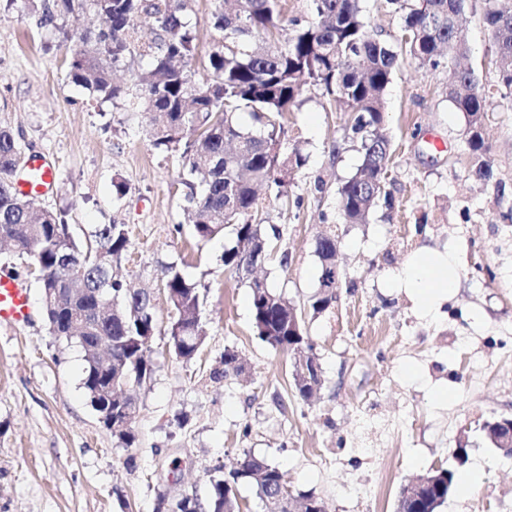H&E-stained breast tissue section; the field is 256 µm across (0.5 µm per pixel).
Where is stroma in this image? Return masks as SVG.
Masks as SVG:
<instances>
[{"mask_svg":"<svg viewBox=\"0 0 512 512\" xmlns=\"http://www.w3.org/2000/svg\"><path fill=\"white\" fill-rule=\"evenodd\" d=\"M484 0H471L464 35L486 95V156L474 174L465 119L446 98V73L401 57L387 90L391 205L346 224L337 189L362 162L346 113L321 89L288 113V143L305 166L288 185L295 206L262 191L272 258L268 286L303 305L318 286L317 235L335 233L344 273L335 302L307 315L324 385L310 401L291 387L288 358L252 331L250 289L224 269L232 231L192 235L177 188V157L154 150L145 117L72 82L67 40L102 24L93 4L56 24L28 0H0V125L24 156L47 159L54 185L38 206L64 214L75 235L125 225L122 274L154 296L161 328L153 373L136 395V441L113 437L81 386V347L53 336L27 258L0 249V277L30 290L32 316L0 325V512H154L157 497L207 500L209 475L248 452L281 469L294 493L328 512H394L402 484L435 468L486 477L469 498L451 493L439 512H512V457L486 424L512 417V96L497 83ZM126 186L116 196L114 182ZM453 256L459 288L424 313L387 280L419 249ZM177 263L202 298L208 335L191 361L176 358L165 329L170 308L161 267ZM246 365L211 380L225 349ZM466 445L468 457L457 449Z\"/></svg>","mask_w":512,"mask_h":512,"instance_id":"35a3bbf8","label":"stroma"}]
</instances>
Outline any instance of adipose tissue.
Wrapping results in <instances>:
<instances>
[{"label": "adipose tissue", "mask_w": 512, "mask_h": 512, "mask_svg": "<svg viewBox=\"0 0 512 512\" xmlns=\"http://www.w3.org/2000/svg\"><path fill=\"white\" fill-rule=\"evenodd\" d=\"M391 281L408 289L427 309L458 286V276L448 256L429 250L415 253L400 271L392 274Z\"/></svg>", "instance_id": "1"}]
</instances>
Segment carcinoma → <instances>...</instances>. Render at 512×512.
Listing matches in <instances>:
<instances>
[{
	"label": "carcinoma",
	"instance_id": "carcinoma-1",
	"mask_svg": "<svg viewBox=\"0 0 512 512\" xmlns=\"http://www.w3.org/2000/svg\"><path fill=\"white\" fill-rule=\"evenodd\" d=\"M86 0H56L55 11L43 10L51 24L55 14L73 13ZM193 0H93L105 26L88 29L71 46L70 75L127 112L150 117L149 140L159 151L179 154L186 173L180 174L186 210L193 212V235L209 241L233 228L232 245L224 249V269L250 278L254 336L288 356L300 341L291 324L305 333L304 310L253 276L271 255L264 220L257 212V191H276L283 206L290 203L288 177L306 162L299 149L284 144L285 116L303 104V93L323 89L336 107L350 114L348 130L358 144L362 163L338 188L337 208L346 224H364L380 204L391 205L386 190L390 140L380 133L385 123V94L398 63V50L423 67L447 73L448 102L463 113L465 140L477 172L490 168L484 133L485 98L474 72L458 65L469 54L459 22L468 0H387L403 15L397 42L382 38L364 21V0H308L303 17L288 18L287 0H235L231 11L219 5L209 24L218 40L204 65L205 76L193 68L196 29L188 20ZM485 20L496 47L498 83L512 94V0H485ZM155 20L154 37L146 41L138 19ZM291 35L282 39L285 25ZM149 64L131 71V85L114 82L112 71L127 57ZM247 112L252 127L239 122ZM22 160L13 132L0 126V243L11 245L41 272L44 315L52 335L78 343L86 363L82 388L93 409L112 408V435L129 446L131 424L139 412L133 390L150 378L146 358L158 332L152 296L113 269L126 256L130 242L123 224H102L84 243L76 241L69 224L53 210L34 209V201L15 186L13 176ZM336 235L315 239L320 263L317 292L308 302L312 314L336 300L325 286V273L336 269ZM162 285L171 307L169 347L186 362L201 349L207 324L200 313V293L175 262L162 268ZM86 315L75 325L71 312ZM112 337V364L102 366L98 345ZM244 366L234 351L224 352V370L216 378L237 376ZM210 478L209 512H239L237 490L252 486L261 506L275 499L286 483L275 465L245 452L215 468ZM442 469L404 512H437L448 499Z\"/></svg>",
	"mask_w": 512,
	"mask_h": 512
}]
</instances>
